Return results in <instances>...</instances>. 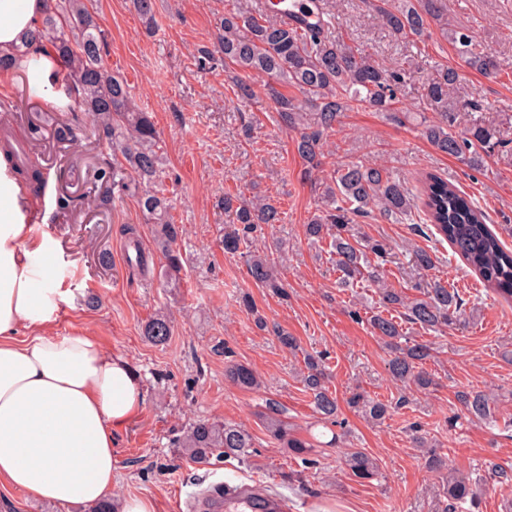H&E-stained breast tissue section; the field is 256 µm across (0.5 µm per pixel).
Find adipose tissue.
I'll return each mask as SVG.
<instances>
[{
	"instance_id": "obj_1",
	"label": "adipose tissue",
	"mask_w": 512,
	"mask_h": 512,
	"mask_svg": "<svg viewBox=\"0 0 512 512\" xmlns=\"http://www.w3.org/2000/svg\"><path fill=\"white\" fill-rule=\"evenodd\" d=\"M42 11L43 0H0V49L25 44ZM23 195L0 154V486L95 505L112 498L114 438L143 392L94 337L47 335L62 297L45 284L50 247L22 222Z\"/></svg>"
}]
</instances>
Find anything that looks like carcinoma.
I'll return each mask as SVG.
<instances>
[{
	"label": "carcinoma",
	"mask_w": 512,
	"mask_h": 512,
	"mask_svg": "<svg viewBox=\"0 0 512 512\" xmlns=\"http://www.w3.org/2000/svg\"><path fill=\"white\" fill-rule=\"evenodd\" d=\"M44 3L43 17L31 32L29 43L0 52V71L25 69L38 61L42 53L64 64L66 73L55 83V89L64 93L67 102H48L46 111L72 112L78 108L89 113L97 140L110 143L112 150L119 151L111 165L96 172V179L105 185L102 203H111L113 190L137 196L145 223L155 226L165 276L173 284L182 270L181 254L173 248L180 227L175 224L164 194L165 161L158 148L154 122L135 102L127 84L104 65L102 33L92 0ZM375 10L398 39H420L430 34L433 25L456 46L462 67H443L428 81L427 97L435 117L422 122L421 134L437 151L467 167H483L484 161L502 146L499 131L474 119L463 132H454L456 111L467 106L477 109L479 105L455 99L450 89L460 82L464 68L486 78L496 77V61L472 36L448 30L442 0H378ZM278 15L288 16V21L276 19ZM333 26L334 14L328 0H278L259 12H244L237 6L225 11L219 34L225 68L271 80L268 90L275 112L285 126L300 131L297 151L313 168L318 166V149L324 133L344 113L355 109L392 111L406 78L405 69L384 68L365 51L335 38ZM279 86L298 90L306 100L283 94L277 90ZM53 135L58 142L70 146L78 140L76 128L69 122L56 123ZM3 151L10 160L14 179L25 185L40 181V171L31 164L26 152L7 139ZM419 183L420 190L415 195L383 167L341 166L319 179L321 206L306 224L305 232L314 244L327 237L331 239L342 286L371 282L378 285L381 307L403 309L396 317L379 311L369 322L373 332L385 339L393 352L387 363L391 377L406 389L427 393L437 386L424 367L432 357V347L419 342L402 345V325H418L434 332L460 330L467 323V302L448 287L447 281L428 276L438 262L435 248H417L410 254L409 264L422 275L416 284L420 297L411 299L403 289L387 287L383 268L393 262L392 252L382 242L354 233L352 224L375 208L396 219L414 215L433 227L435 242L448 243L483 287L505 300H512V248L502 240L501 233L487 224L486 212L466 192L431 172L421 175ZM233 202L232 196H224V211L234 213L237 223V227L224 233V250L230 253L252 242L253 233L261 225L278 221V212L270 203L242 198L236 206ZM123 232L135 252V257H127L129 269L145 273L148 258L135 238V230L126 227ZM248 266L251 276L262 287L276 296H287L273 258L251 250ZM145 335L155 343H166L172 335L170 320L165 315H156L146 324ZM303 362L304 387L312 395L321 420L337 421L338 399L325 386L323 357L305 352ZM227 376L241 388L260 387L256 374L245 365H229ZM456 399L473 420L491 422L498 411L497 401L482 390H461ZM347 403L380 422L392 407L408 403V398L403 395L392 406L354 393ZM263 419L271 436L309 462L311 444L292 434L276 403H267ZM409 432L413 447L428 449L424 455L427 468L442 474L440 512H457L465 502L473 510L478 508L472 475L448 468L447 460L433 450L432 441L420 426H411ZM176 447L190 460L208 463L214 458L245 457L253 441L245 429L235 424L207 419L194 423L179 437ZM345 465L360 479H371L379 473L376 460L360 448L347 449Z\"/></svg>",
	"instance_id": "cac0c4a2"
}]
</instances>
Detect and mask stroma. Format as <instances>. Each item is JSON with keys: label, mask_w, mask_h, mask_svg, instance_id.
<instances>
[{"label": "stroma", "mask_w": 512, "mask_h": 512, "mask_svg": "<svg viewBox=\"0 0 512 512\" xmlns=\"http://www.w3.org/2000/svg\"><path fill=\"white\" fill-rule=\"evenodd\" d=\"M231 2L153 0L149 26L132 0H92L105 33L104 64L151 113L167 158L166 195L183 229L177 246L185 260L175 288L156 274L128 268L124 225L136 226L148 252L155 249L153 227L144 222L134 196L108 209L100 206L93 169L111 162L112 152L95 140L91 116L66 113L82 139L63 153L50 128L38 126L40 104L51 100V90L35 87L29 72L0 73V130L25 141L39 134L42 148L34 161L52 174L46 193L30 195L28 207L35 216L34 236L52 248L58 269L53 283L63 295L48 333L96 337L106 352L128 360L143 387L142 410L115 438L112 499L145 497L155 501L157 512H175V497L202 498L226 482L285 502L287 512H309L315 499L328 496L346 512H437L440 478L425 468L408 428L420 423L449 465L472 475L493 463L512 465V363L503 357L512 350V305L486 293L449 245H436L412 221L377 211L359 219L355 231L398 255L437 248L434 276L457 288L477 313L466 329L450 334L408 327L409 341L433 349L426 368L438 383L434 391L411 393L409 404L380 424L347 405L356 388L391 402L403 391L387 373L388 348L368 323L378 297L370 288L340 286L326 251L306 238L320 198L313 179L304 175L299 134L280 122L266 78L248 76L255 95L241 100L224 68L217 34ZM333 3L336 37L385 67L408 59L413 66L400 94V116L345 113L323 139L320 175L351 161L377 163L415 190L421 174L433 172L469 193L492 225L512 229V0H444L449 28L475 36L499 69L494 79L464 72L453 91L454 97L478 101L484 122L506 142L478 171L434 149L420 132L421 121L433 115L427 80L441 66L460 65L455 46L437 33L394 39L366 0ZM62 187L77 198L76 209H57ZM228 192L246 200L265 197L277 208L279 222L263 225L253 246L273 254L287 298L257 285L245 257L225 251ZM246 296L253 308L244 307ZM161 313L171 316L173 331L166 343L155 344L144 329ZM259 316L265 327L256 325ZM281 330L298 339L301 353L280 344ZM306 351L326 358L327 385L340 402L343 429L318 422L302 383ZM232 363L252 369L260 388L234 385L225 375ZM469 387L498 395L495 422L462 414L456 393ZM270 399L300 436L310 437V463L269 436L260 413ZM452 415L458 418L453 426ZM200 419L243 425L253 438L251 456L208 464L182 458L173 443ZM350 448L377 460V479L361 481L349 473L343 459Z\"/></svg>", "instance_id": "1"}]
</instances>
